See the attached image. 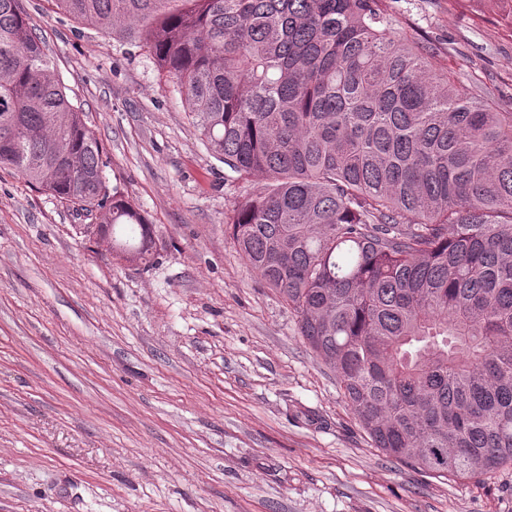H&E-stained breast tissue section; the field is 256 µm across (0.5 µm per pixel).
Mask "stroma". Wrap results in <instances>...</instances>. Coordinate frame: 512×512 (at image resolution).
I'll list each match as a JSON object with an SVG mask.
<instances>
[{
  "label": "stroma",
  "mask_w": 512,
  "mask_h": 512,
  "mask_svg": "<svg viewBox=\"0 0 512 512\" xmlns=\"http://www.w3.org/2000/svg\"><path fill=\"white\" fill-rule=\"evenodd\" d=\"M434 67L512 111V0H381ZM156 234L149 266L0 167V512H512V467L376 448L229 221L254 182L207 151L142 44L21 0Z\"/></svg>",
  "instance_id": "1"
}]
</instances>
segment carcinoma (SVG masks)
Returning a JSON list of instances; mask_svg holds the SVG:
<instances>
[{
    "instance_id": "cac0c4a2",
    "label": "carcinoma",
    "mask_w": 512,
    "mask_h": 512,
    "mask_svg": "<svg viewBox=\"0 0 512 512\" xmlns=\"http://www.w3.org/2000/svg\"><path fill=\"white\" fill-rule=\"evenodd\" d=\"M52 2L145 44L207 150L261 180L234 244L375 447L437 477L512 465V112L379 0ZM0 167L112 225V256L154 258L20 0H0Z\"/></svg>"
}]
</instances>
